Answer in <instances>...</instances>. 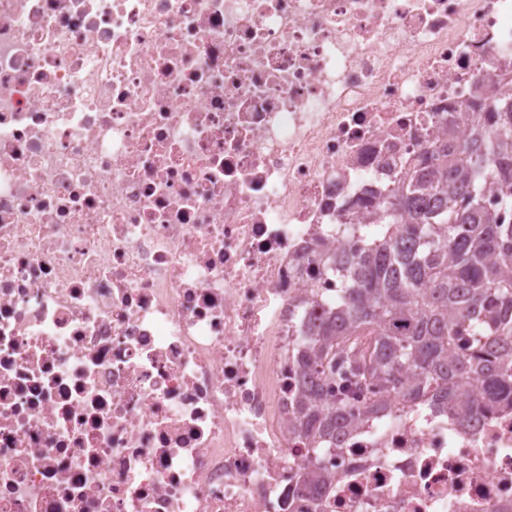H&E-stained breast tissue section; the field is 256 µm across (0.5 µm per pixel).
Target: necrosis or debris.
<instances>
[{
	"instance_id": "necrosis-or-debris-1",
	"label": "necrosis or debris",
	"mask_w": 512,
	"mask_h": 512,
	"mask_svg": "<svg viewBox=\"0 0 512 512\" xmlns=\"http://www.w3.org/2000/svg\"><path fill=\"white\" fill-rule=\"evenodd\" d=\"M512 0H0V512H512V408L379 383L301 481L300 300Z\"/></svg>"
}]
</instances>
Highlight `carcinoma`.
<instances>
[{"instance_id": "1", "label": "carcinoma", "mask_w": 512, "mask_h": 512, "mask_svg": "<svg viewBox=\"0 0 512 512\" xmlns=\"http://www.w3.org/2000/svg\"><path fill=\"white\" fill-rule=\"evenodd\" d=\"M431 142L386 199H358L362 247L328 271L343 296L329 310L313 295L300 363L310 386L292 424L318 446L362 406L381 378L402 402L446 392L466 412L512 404V226L485 209L487 188L512 210V112L473 141Z\"/></svg>"}]
</instances>
